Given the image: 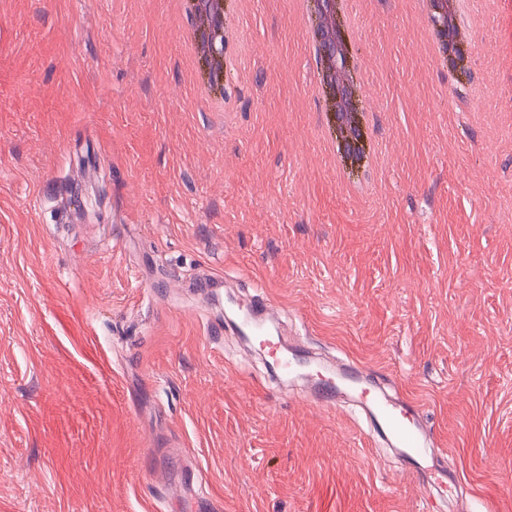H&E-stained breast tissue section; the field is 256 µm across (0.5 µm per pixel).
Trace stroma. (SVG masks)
<instances>
[{
    "instance_id": "obj_1",
    "label": "stroma",
    "mask_w": 512,
    "mask_h": 512,
    "mask_svg": "<svg viewBox=\"0 0 512 512\" xmlns=\"http://www.w3.org/2000/svg\"><path fill=\"white\" fill-rule=\"evenodd\" d=\"M426 54L413 0H361L375 189L349 196L294 0H245L220 119L169 0H0V512H426L361 416L278 398L196 281L254 282L290 342L417 403L461 487L512 512V0Z\"/></svg>"
}]
</instances>
